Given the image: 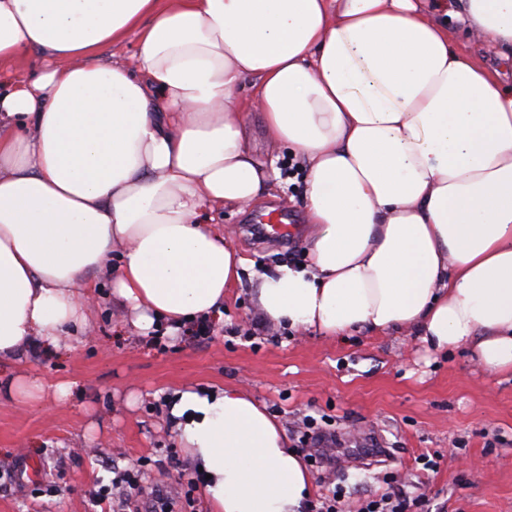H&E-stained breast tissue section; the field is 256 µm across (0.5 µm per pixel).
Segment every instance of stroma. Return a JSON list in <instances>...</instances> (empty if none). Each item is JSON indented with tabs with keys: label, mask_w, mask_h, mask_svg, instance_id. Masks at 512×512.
I'll return each instance as SVG.
<instances>
[{
	"label": "stroma",
	"mask_w": 512,
	"mask_h": 512,
	"mask_svg": "<svg viewBox=\"0 0 512 512\" xmlns=\"http://www.w3.org/2000/svg\"><path fill=\"white\" fill-rule=\"evenodd\" d=\"M245 134L277 176L264 197L225 209L219 228L255 273L306 262L301 162L269 142L260 113ZM271 206L294 225L287 243H259L248 226ZM96 285L87 341L0 365L5 380L30 373L72 385L61 403L0 402V512H123L127 469L172 498L174 512H210L168 416L172 392L192 386L250 391L295 449L308 426L319 428L311 505L338 486L349 512L393 489L422 496V512H512V380L467 354L429 352L406 330L340 341L273 327L247 278L207 335L142 337L110 282Z\"/></svg>",
	"instance_id": "stroma-1"
}]
</instances>
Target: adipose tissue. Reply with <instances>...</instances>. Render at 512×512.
<instances>
[{"instance_id": "obj_1", "label": "adipose tissue", "mask_w": 512, "mask_h": 512, "mask_svg": "<svg viewBox=\"0 0 512 512\" xmlns=\"http://www.w3.org/2000/svg\"><path fill=\"white\" fill-rule=\"evenodd\" d=\"M452 20L512 65V0H0V363L82 342L94 274L145 336L221 315L245 260L211 225L272 181L254 110L302 163L311 226L308 263L254 277L262 317L409 329L512 376V85ZM169 413L213 512H303L311 478L250 394L179 390ZM452 39L460 48L472 53L486 64H494L496 60L489 56L488 48L478 37L466 34L455 22L448 23Z\"/></svg>"}]
</instances>
